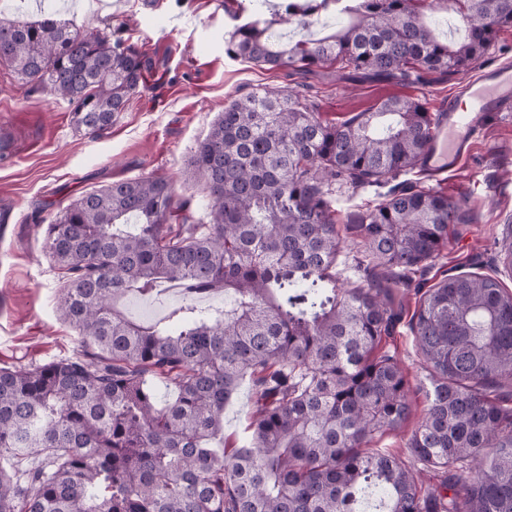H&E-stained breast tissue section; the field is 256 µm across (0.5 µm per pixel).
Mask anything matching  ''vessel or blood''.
Returning a JSON list of instances; mask_svg holds the SVG:
<instances>
[{"instance_id": "obj_1", "label": "vessel or blood", "mask_w": 512, "mask_h": 512, "mask_svg": "<svg viewBox=\"0 0 512 512\" xmlns=\"http://www.w3.org/2000/svg\"><path fill=\"white\" fill-rule=\"evenodd\" d=\"M467 107L448 99L438 104L440 120L426 151V167L436 176L455 171L477 138L502 113L512 112V69L493 68L464 91Z\"/></svg>"}]
</instances>
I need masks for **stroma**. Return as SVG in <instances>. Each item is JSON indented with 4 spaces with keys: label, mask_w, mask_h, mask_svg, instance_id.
I'll return each instance as SVG.
<instances>
[{
    "label": "stroma",
    "mask_w": 512,
    "mask_h": 512,
    "mask_svg": "<svg viewBox=\"0 0 512 512\" xmlns=\"http://www.w3.org/2000/svg\"><path fill=\"white\" fill-rule=\"evenodd\" d=\"M236 0H0V12L34 19L56 12L75 23H92L122 37L152 60L112 127L89 138L75 130L71 105L33 87L0 66V131L14 156L0 161V367L43 364L72 355L76 329L56 316L63 281L42 248L40 226L72 200L113 181L162 176L175 197L191 200L202 215L205 191L186 169L196 142L232 99L257 87L294 91L315 103L321 120L341 123L391 96L437 106L461 97L464 88L488 69L512 66V29L501 33L482 60L465 73L405 85L339 81L303 76L288 68L268 72L224 51L235 19ZM400 183L448 194L470 217L451 232L440 255L423 274L403 286L406 312H413L418 289L473 266L512 290V268L499 251L512 238V112L489 126L453 175L400 176ZM387 349L397 351L414 387L413 412L376 448L410 461L407 441L421 420L425 399L417 388L426 371L407 322H400ZM250 383H243L224 410L226 447L247 437L252 411Z\"/></svg>",
    "instance_id": "1"
}]
</instances>
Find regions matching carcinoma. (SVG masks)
Instances as JSON below:
<instances>
[{
	"label": "carcinoma",
	"mask_w": 512,
	"mask_h": 512,
	"mask_svg": "<svg viewBox=\"0 0 512 512\" xmlns=\"http://www.w3.org/2000/svg\"><path fill=\"white\" fill-rule=\"evenodd\" d=\"M332 10L334 35L294 42L255 17L228 54L269 71L333 69L369 83L458 74L482 59L512 0H282L275 23L310 27ZM452 12L458 38L425 14ZM73 106L98 136L137 92L146 55L96 26L0 13V64ZM439 113L390 97L343 123L314 103L259 88L230 101L198 142L191 176L204 215L161 176L114 181L43 228L66 279L59 318L79 349L0 367V512H512V292L461 270L422 293L409 326L429 372L414 463L369 447L400 429L412 390L385 348L404 312L403 279L467 223L447 195L390 183L425 166ZM389 187L347 224L357 270L338 269L336 183ZM176 288L153 322L116 309L130 293ZM222 292L230 303L199 301ZM174 386L157 403L150 380ZM248 436L224 450V410L244 381ZM41 465L25 470L29 457ZM441 477L426 484L422 475Z\"/></svg>",
	"instance_id": "cac0c4a2"
}]
</instances>
